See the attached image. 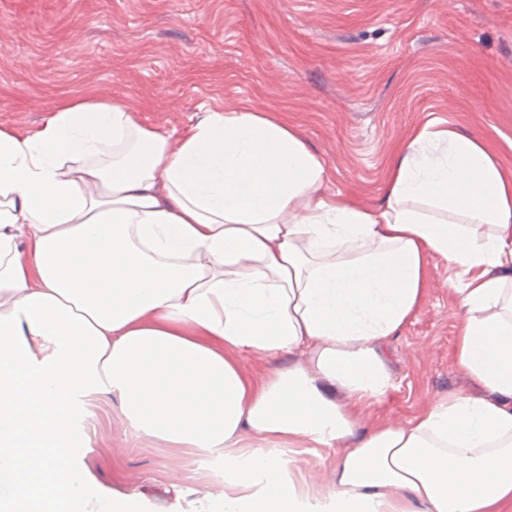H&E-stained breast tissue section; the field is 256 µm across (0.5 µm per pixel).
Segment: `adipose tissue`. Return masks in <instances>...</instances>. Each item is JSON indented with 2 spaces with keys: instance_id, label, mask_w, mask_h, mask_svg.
<instances>
[{
  "instance_id": "obj_1",
  "label": "adipose tissue",
  "mask_w": 512,
  "mask_h": 512,
  "mask_svg": "<svg viewBox=\"0 0 512 512\" xmlns=\"http://www.w3.org/2000/svg\"><path fill=\"white\" fill-rule=\"evenodd\" d=\"M287 119L203 109L181 135L107 97L0 126V512L71 502L77 401L224 452L204 512H512V175L484 139L413 130L380 207L324 193ZM457 270L453 356L477 386L358 432L428 262ZM268 367L249 373L240 359ZM334 449L314 494L276 454Z\"/></svg>"
}]
</instances>
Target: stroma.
Returning <instances> with one entry per match:
<instances>
[{"mask_svg": "<svg viewBox=\"0 0 512 512\" xmlns=\"http://www.w3.org/2000/svg\"><path fill=\"white\" fill-rule=\"evenodd\" d=\"M99 94L171 132L202 105L286 117L329 166L325 192L375 208L396 148L428 123L486 138L512 173V0H0L1 126L30 130L57 99ZM454 279L431 260L389 348L394 388L360 430L473 391L451 355ZM74 428V465L112 512H201L224 497L200 449L135 431L117 396L83 397ZM282 458L311 490L331 489L329 449Z\"/></svg>", "mask_w": 512, "mask_h": 512, "instance_id": "stroma-1", "label": "stroma"}]
</instances>
